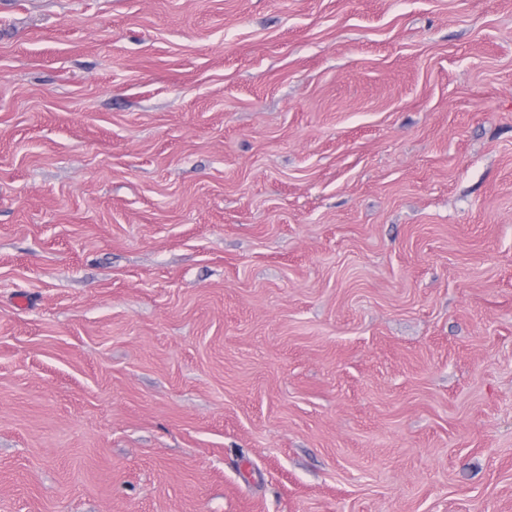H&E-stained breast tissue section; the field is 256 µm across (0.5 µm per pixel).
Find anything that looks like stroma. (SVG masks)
Instances as JSON below:
<instances>
[{"label": "stroma", "instance_id": "1", "mask_svg": "<svg viewBox=\"0 0 512 512\" xmlns=\"http://www.w3.org/2000/svg\"><path fill=\"white\" fill-rule=\"evenodd\" d=\"M0 512H512V0H0Z\"/></svg>", "mask_w": 512, "mask_h": 512}]
</instances>
